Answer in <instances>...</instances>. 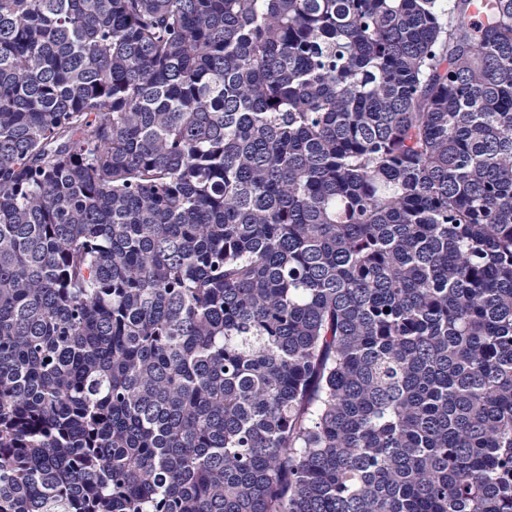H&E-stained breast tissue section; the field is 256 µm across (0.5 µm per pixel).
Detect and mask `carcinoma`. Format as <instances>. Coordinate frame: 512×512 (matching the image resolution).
Segmentation results:
<instances>
[{"label": "carcinoma", "mask_w": 512, "mask_h": 512, "mask_svg": "<svg viewBox=\"0 0 512 512\" xmlns=\"http://www.w3.org/2000/svg\"><path fill=\"white\" fill-rule=\"evenodd\" d=\"M0 512H512V0H0Z\"/></svg>", "instance_id": "1"}]
</instances>
